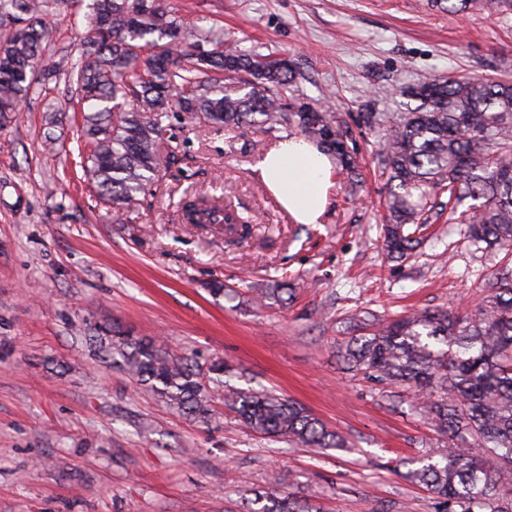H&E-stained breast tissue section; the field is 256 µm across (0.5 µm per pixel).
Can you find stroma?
Instances as JSON below:
<instances>
[{
  "instance_id": "35a3bbf8",
  "label": "stroma",
  "mask_w": 512,
  "mask_h": 512,
  "mask_svg": "<svg viewBox=\"0 0 512 512\" xmlns=\"http://www.w3.org/2000/svg\"><path fill=\"white\" fill-rule=\"evenodd\" d=\"M173 5L186 25L290 59L300 93L332 104L360 177L333 168L319 223H296L256 168L284 128L228 130L174 112L164 137L178 163L137 212L107 222L74 174L71 91L46 81L0 128V512H250L253 488H286L325 512H436L400 461L438 456L447 438L405 388L344 370L336 343L393 313L473 309L495 259L444 212L417 257H388L381 131L367 115L405 111L401 88L435 74L512 79V13L453 15L432 0ZM84 12L83 0H64L50 15L56 39L40 69L76 53ZM218 193L251 217L252 238L229 245L182 223L184 196ZM213 279L236 296L209 294ZM276 280L299 282L296 298L257 304L256 289ZM115 323L202 367L223 363V383L207 390L219 421L167 409L103 358L88 337ZM232 388L294 400L346 447L317 456L250 432L228 404Z\"/></svg>"
}]
</instances>
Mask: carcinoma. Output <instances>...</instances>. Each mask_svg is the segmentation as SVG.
<instances>
[{
  "instance_id": "cac0c4a2",
  "label": "carcinoma",
  "mask_w": 512,
  "mask_h": 512,
  "mask_svg": "<svg viewBox=\"0 0 512 512\" xmlns=\"http://www.w3.org/2000/svg\"><path fill=\"white\" fill-rule=\"evenodd\" d=\"M58 0H0V127L17 120L36 86L68 78L81 112L79 166L112 217L132 214L139 198L175 160L163 136L168 113L218 127H295L326 145L340 166L356 165L341 125L318 100L295 93L285 58L243 50L213 26L186 28L164 0H90L77 55L37 76L31 66L55 30L46 17ZM446 10L503 14L512 0H446ZM406 112L370 115L382 127L380 162L389 185L384 245L396 260L421 244L431 202L448 197V223L465 224L473 243L504 253L471 312L416 311L359 326L339 345L346 369L413 389L421 410L448 438L439 458L405 473L439 512H512V82L433 75L403 90ZM470 204H465L466 200ZM185 224L244 223L216 197L189 196ZM99 348L167 408L217 420L201 368L150 336L116 330ZM231 408L253 433L302 448H344L346 441L304 407L271 392L231 391ZM254 512H321L287 491L253 492Z\"/></svg>"
}]
</instances>
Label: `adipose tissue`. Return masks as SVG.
<instances>
[{"label":"adipose tissue","mask_w":512,"mask_h":512,"mask_svg":"<svg viewBox=\"0 0 512 512\" xmlns=\"http://www.w3.org/2000/svg\"><path fill=\"white\" fill-rule=\"evenodd\" d=\"M265 184L300 224L318 223L329 204L332 165L318 144L290 136L259 163Z\"/></svg>","instance_id":"obj_1"}]
</instances>
